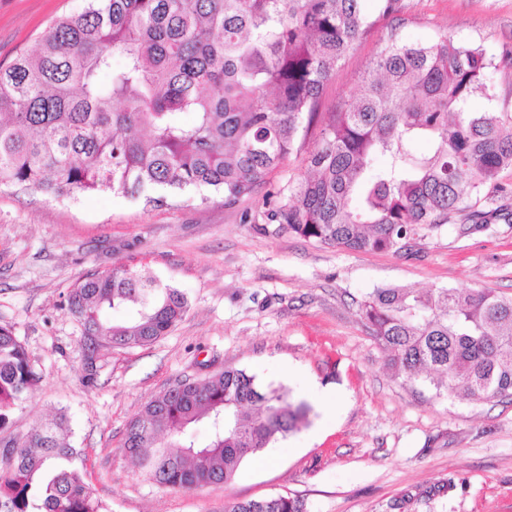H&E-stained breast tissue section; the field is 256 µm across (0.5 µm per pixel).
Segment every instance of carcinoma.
Listing matches in <instances>:
<instances>
[{
    "instance_id": "obj_1",
    "label": "carcinoma",
    "mask_w": 512,
    "mask_h": 512,
    "mask_svg": "<svg viewBox=\"0 0 512 512\" xmlns=\"http://www.w3.org/2000/svg\"><path fill=\"white\" fill-rule=\"evenodd\" d=\"M378 22L364 0H86L0 67V188L53 196L139 197L189 190L231 205L283 160L308 155L311 174L268 192L278 230L351 251L397 252L444 224L512 222V113L475 112L491 97L484 49L446 35L392 37L359 94L320 118L324 84ZM427 138L431 152L418 156ZM389 163L374 168L377 156ZM82 327L85 379L95 351L147 345L170 332L186 293L122 265L75 285L66 299ZM360 315L412 382L461 400L512 398V296L492 290L376 288ZM23 343L0 326V431L39 383ZM310 406L244 369L181 380L148 400L123 450L153 483H227ZM64 415L11 438L0 453V512H109L95 497ZM209 425L205 441L194 428ZM224 512H304L296 497L232 502Z\"/></svg>"
}]
</instances>
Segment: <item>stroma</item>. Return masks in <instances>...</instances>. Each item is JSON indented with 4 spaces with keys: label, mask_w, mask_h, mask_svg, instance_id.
Returning a JSON list of instances; mask_svg holds the SVG:
<instances>
[{
    "label": "stroma",
    "mask_w": 512,
    "mask_h": 512,
    "mask_svg": "<svg viewBox=\"0 0 512 512\" xmlns=\"http://www.w3.org/2000/svg\"><path fill=\"white\" fill-rule=\"evenodd\" d=\"M84 6L0 0V66ZM443 34L499 58L512 47V0H401L324 85L321 112L359 90L390 36L425 43ZM307 171L305 155H290L267 187L229 206L219 195L147 206L112 194L1 189L0 325L25 345L41 379L0 437L65 413L70 442L110 512H224L225 504L276 494L301 499L306 512H512V401L439 396L395 376L358 306L389 286L512 296V224H446L398 253L323 245L267 219V189L287 190ZM116 265L154 272L184 290L189 306L151 344H100L90 384L66 298ZM227 368L305 400L308 423L229 483L172 490L146 480L122 450L129 422L177 380Z\"/></svg>",
    "instance_id": "35a3bbf8"
}]
</instances>
